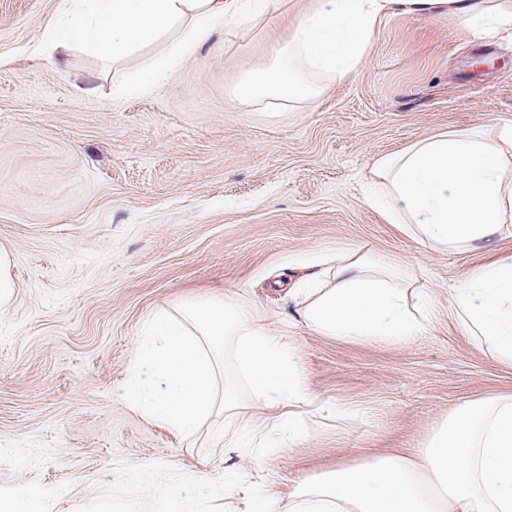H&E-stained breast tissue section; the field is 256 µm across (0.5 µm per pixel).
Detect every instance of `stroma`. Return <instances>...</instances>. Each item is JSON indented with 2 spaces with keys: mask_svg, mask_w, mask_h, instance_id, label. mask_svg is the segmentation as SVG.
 <instances>
[{
  "mask_svg": "<svg viewBox=\"0 0 512 512\" xmlns=\"http://www.w3.org/2000/svg\"><path fill=\"white\" fill-rule=\"evenodd\" d=\"M61 0H0V512H224L222 420L177 435L126 398L148 316L187 295L241 290L288 314L289 256L362 245L419 272L438 308L490 251H432L365 200L373 159L441 131L512 123V34L389 15L355 75L302 109L232 95L313 10L290 0L237 21L170 79L145 88V48L114 78L109 56L45 46ZM309 389L369 410L321 420L287 449H234L262 477L238 507L382 449L415 453L457 404L512 389L439 317L408 345L301 336ZM207 469L211 480L200 483Z\"/></svg>",
  "mask_w": 512,
  "mask_h": 512,
  "instance_id": "1",
  "label": "stroma"
}]
</instances>
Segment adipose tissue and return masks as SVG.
I'll list each match as a JSON object with an SVG mask.
<instances>
[{
  "mask_svg": "<svg viewBox=\"0 0 512 512\" xmlns=\"http://www.w3.org/2000/svg\"><path fill=\"white\" fill-rule=\"evenodd\" d=\"M282 0H64L51 47L74 43L125 62L167 41L147 85L164 83L179 57L224 22L265 18ZM445 15L485 32L512 30V0H316L271 61L234 88L243 103L310 104L350 79L385 16ZM512 125L439 132L376 157L368 201L386 223L437 251L470 250L512 236ZM288 286V317L267 316L241 292H213L152 313L136 367L165 380L163 391L129 398L180 435L223 417L229 447H269L299 438L312 418L351 416L307 387L297 338L309 332L351 341L410 344L438 315L428 289L397 261L361 248L316 256ZM448 316L489 357L512 363V254L455 287ZM272 409L253 423L247 401ZM284 512H512V391L459 403L417 452L384 450L307 476Z\"/></svg>",
  "mask_w": 512,
  "mask_h": 512,
  "instance_id": "ef3b65f1",
  "label": "adipose tissue"
}]
</instances>
